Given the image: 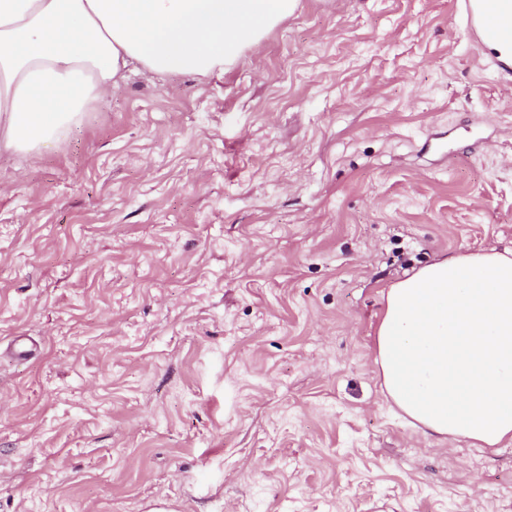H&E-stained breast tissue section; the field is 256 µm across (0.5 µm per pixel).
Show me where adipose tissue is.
Instances as JSON below:
<instances>
[{"instance_id":"ef3b65f1","label":"adipose tissue","mask_w":512,"mask_h":512,"mask_svg":"<svg viewBox=\"0 0 512 512\" xmlns=\"http://www.w3.org/2000/svg\"><path fill=\"white\" fill-rule=\"evenodd\" d=\"M297 0H0V148L42 152L82 123L128 66L223 70ZM375 364L425 435L512 442V250L468 251L392 283Z\"/></svg>"}]
</instances>
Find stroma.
<instances>
[{
    "label": "stroma",
    "instance_id": "obj_1",
    "mask_svg": "<svg viewBox=\"0 0 512 512\" xmlns=\"http://www.w3.org/2000/svg\"><path fill=\"white\" fill-rule=\"evenodd\" d=\"M512 250V69L459 0H299L0 151V512H512V445L399 417L383 292ZM24 339L33 355L13 353Z\"/></svg>",
    "mask_w": 512,
    "mask_h": 512
}]
</instances>
